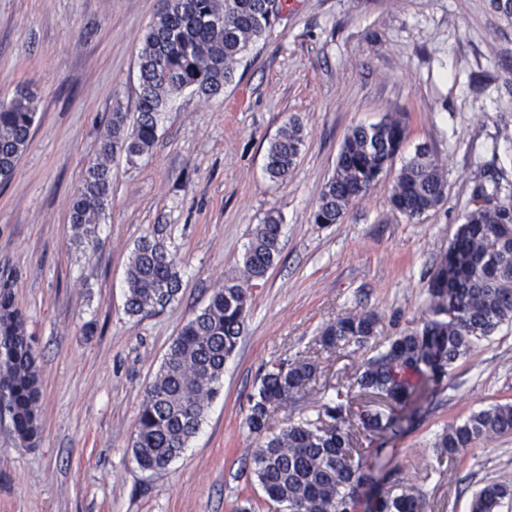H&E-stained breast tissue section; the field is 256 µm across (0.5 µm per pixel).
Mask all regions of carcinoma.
I'll use <instances>...</instances> for the list:
<instances>
[{"label":"carcinoma","instance_id":"carcinoma-1","mask_svg":"<svg viewBox=\"0 0 512 512\" xmlns=\"http://www.w3.org/2000/svg\"><path fill=\"white\" fill-rule=\"evenodd\" d=\"M281 8L282 0H163L138 51L136 113L112 112L98 156L74 191L70 223L79 242H97V224L112 195L110 160L123 155L134 164L150 154L162 112L175 94L189 89L210 100L222 95ZM36 110V96L26 86L0 100L1 187L12 180L27 149ZM405 138L406 125L395 113L353 127L322 187L314 223L341 221L350 205L392 167ZM302 146L301 124L290 118L266 151L265 172L272 181L288 180ZM501 190L500 178L493 175L474 180L471 207L431 276L422 328L391 338L347 379V390L377 392L392 406L403 407L428 382L447 377L448 367L475 343L512 323V194L503 196ZM446 191L440 165L420 147L398 170L390 204L417 219L438 208ZM281 250V219L270 212L250 232L243 280L215 290L172 341L146 390L131 442L142 470L168 469L199 430L220 392L225 361L242 336L248 288L265 277ZM126 282L125 312L136 317L167 307L181 286L174 255L154 236L135 244ZM377 326L378 317L371 312L350 313L324 325L316 344L326 351L361 346L376 335ZM317 371L310 357L265 368L249 398L246 420L249 431L261 439L252 453L253 475L265 498L282 512H357L359 490L370 474L361 449L352 446L349 408L332 399L315 417L271 430L274 413L303 392ZM40 382L35 340L10 285L0 284V420L9 419L23 447L35 445L40 433ZM359 421L374 431L390 425L393 417L364 411ZM511 434L512 403L495 404L450 425L434 448L451 459L480 440ZM505 507L512 508V483L493 481L474 492L469 512H502ZM377 512H423V500L396 484L378 501Z\"/></svg>","mask_w":512,"mask_h":512}]
</instances>
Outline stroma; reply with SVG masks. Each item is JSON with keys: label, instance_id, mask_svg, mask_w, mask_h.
Here are the masks:
<instances>
[{"label": "stroma", "instance_id": "obj_1", "mask_svg": "<svg viewBox=\"0 0 512 512\" xmlns=\"http://www.w3.org/2000/svg\"><path fill=\"white\" fill-rule=\"evenodd\" d=\"M162 0H0V98L37 91V123L0 189V283L9 282L41 365L35 446L0 423V512H269L252 474L246 419L266 366L310 356L319 373L274 428L312 415L388 340L420 327L430 272L468 205L474 173L512 183V24L491 0H285L223 97L191 91L161 116L148 156L111 163L97 244L77 242L70 200L114 108L135 112L137 53ZM403 114L397 155L427 147L443 205L411 221L389 203L388 171L341 223L312 210L353 126ZM298 118L304 147L288 180L264 171L269 141ZM280 215L282 251L250 288L248 316L199 432L170 467L141 470L131 441L146 389L178 332L242 274L249 233ZM175 254L181 288L160 312L124 310L125 271L143 236ZM379 318L363 346L322 350L321 327L351 311ZM512 402V324L416 395L383 433L356 431L378 492L400 483L425 512H468L475 490L512 482V435L438 458L449 424Z\"/></svg>", "mask_w": 512, "mask_h": 512}]
</instances>
